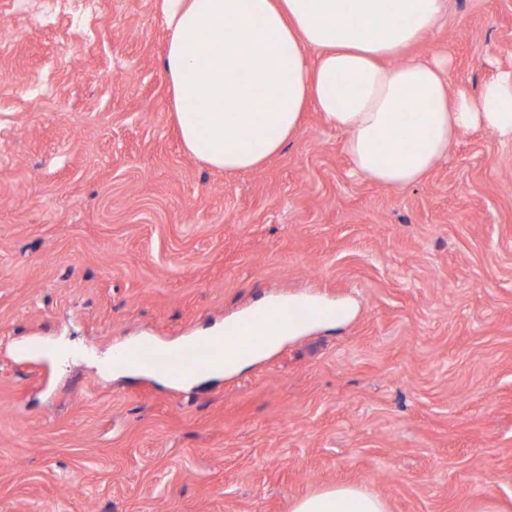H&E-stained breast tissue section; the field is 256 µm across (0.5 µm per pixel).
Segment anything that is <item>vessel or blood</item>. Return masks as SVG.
Masks as SVG:
<instances>
[{"instance_id":"obj_1","label":"vessel or blood","mask_w":512,"mask_h":512,"mask_svg":"<svg viewBox=\"0 0 512 512\" xmlns=\"http://www.w3.org/2000/svg\"><path fill=\"white\" fill-rule=\"evenodd\" d=\"M309 314L310 308L306 305L276 314L258 310L250 314L229 337H200L169 353L163 352L154 339L146 338L137 344L115 348L112 359L117 363L132 362L151 367L176 383L188 374H207L216 364L225 362L229 353L251 356L258 342V333L273 337L279 323L301 322L307 320Z\"/></svg>"}]
</instances>
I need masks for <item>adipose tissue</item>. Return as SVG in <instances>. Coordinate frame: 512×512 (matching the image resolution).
Returning <instances> with one entry per match:
<instances>
[{"instance_id": "1", "label": "adipose tissue", "mask_w": 512, "mask_h": 512, "mask_svg": "<svg viewBox=\"0 0 512 512\" xmlns=\"http://www.w3.org/2000/svg\"><path fill=\"white\" fill-rule=\"evenodd\" d=\"M158 2L169 30L171 118L185 150L211 167H260L310 108L343 134L357 173L393 188L419 182L470 128L512 141V73L475 93L452 92L443 63L402 58L447 0ZM293 512L387 506L343 484L298 499Z\"/></svg>"}]
</instances>
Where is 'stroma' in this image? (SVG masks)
<instances>
[{"instance_id": "35a3bbf8", "label": "stroma", "mask_w": 512, "mask_h": 512, "mask_svg": "<svg viewBox=\"0 0 512 512\" xmlns=\"http://www.w3.org/2000/svg\"><path fill=\"white\" fill-rule=\"evenodd\" d=\"M16 10L0 0V512H292L339 484L388 512H512V143L469 131L394 189L310 109L227 174L181 145L158 0ZM408 55L478 90L512 71V0H447ZM283 296L353 315L190 386L103 368ZM43 21L55 19L60 13L71 17H89L97 11L99 0H32Z\"/></svg>"}]
</instances>
